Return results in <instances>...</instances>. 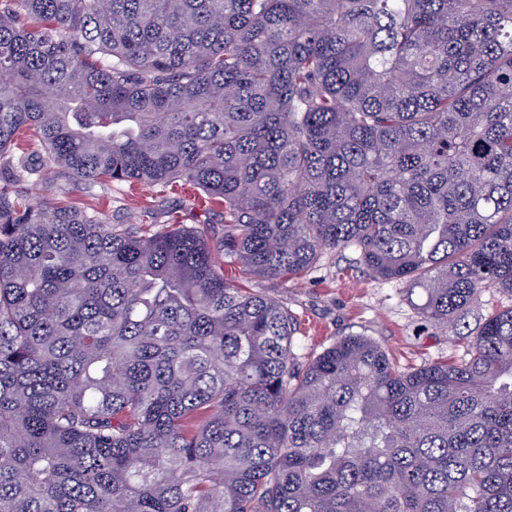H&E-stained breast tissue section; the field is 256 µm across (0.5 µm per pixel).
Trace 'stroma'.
<instances>
[{"label":"stroma","mask_w":512,"mask_h":512,"mask_svg":"<svg viewBox=\"0 0 512 512\" xmlns=\"http://www.w3.org/2000/svg\"><path fill=\"white\" fill-rule=\"evenodd\" d=\"M25 190L30 202L91 208L112 220L127 221L146 234L179 219L205 239L216 259L224 257L223 210L213 203L200 205L191 186L161 188L130 182L88 185L61 172L44 183H27ZM224 272L241 287L287 303L299 325L297 351L306 357L351 334L372 339L404 368L456 360L466 350L465 338L448 335L445 329L425 320L416 308V297L397 284L370 276L350 248L323 253L310 272L297 281L251 280L235 264L225 265Z\"/></svg>","instance_id":"stroma-1"}]
</instances>
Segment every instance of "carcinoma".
<instances>
[{
    "label": "carcinoma",
    "mask_w": 512,
    "mask_h": 512,
    "mask_svg": "<svg viewBox=\"0 0 512 512\" xmlns=\"http://www.w3.org/2000/svg\"><path fill=\"white\" fill-rule=\"evenodd\" d=\"M58 168L192 184L252 278L352 248L452 334L512 293V0H0V512H512V307L303 361L185 225L23 201ZM510 306H512V295L497 288H489L481 294L474 310L465 318L467 327L461 325L460 331L464 334L468 333V331H473L477 328L480 317H484L492 311Z\"/></svg>",
    "instance_id": "obj_1"
}]
</instances>
